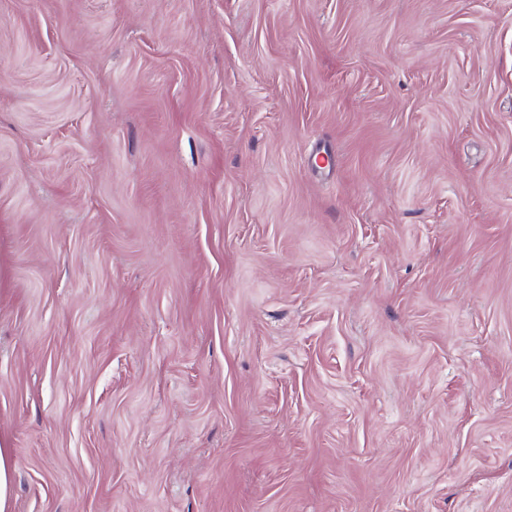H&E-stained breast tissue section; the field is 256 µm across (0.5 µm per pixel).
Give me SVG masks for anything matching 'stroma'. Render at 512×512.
<instances>
[{
    "instance_id": "obj_1",
    "label": "stroma",
    "mask_w": 512,
    "mask_h": 512,
    "mask_svg": "<svg viewBox=\"0 0 512 512\" xmlns=\"http://www.w3.org/2000/svg\"><path fill=\"white\" fill-rule=\"evenodd\" d=\"M11 512H512V0H0Z\"/></svg>"
}]
</instances>
